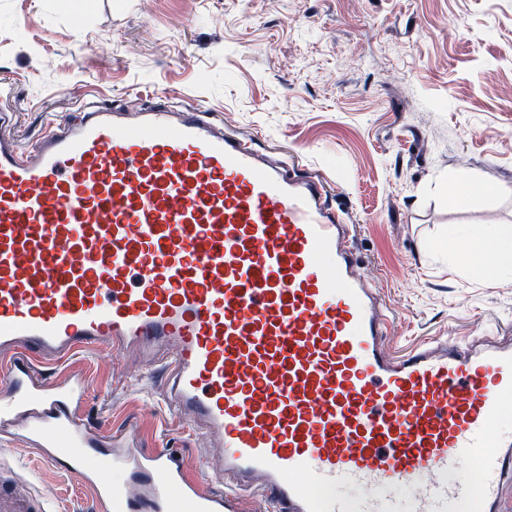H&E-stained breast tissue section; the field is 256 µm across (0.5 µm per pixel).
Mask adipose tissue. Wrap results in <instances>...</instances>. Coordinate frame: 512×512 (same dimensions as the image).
I'll list each match as a JSON object with an SVG mask.
<instances>
[{"mask_svg": "<svg viewBox=\"0 0 512 512\" xmlns=\"http://www.w3.org/2000/svg\"><path fill=\"white\" fill-rule=\"evenodd\" d=\"M453 265L465 268H485L488 281L512 274V225L493 224L475 234L452 230L443 241ZM492 248L497 260L492 267H483L479 258L485 248Z\"/></svg>", "mask_w": 512, "mask_h": 512, "instance_id": "adipose-tissue-1", "label": "adipose tissue"}]
</instances>
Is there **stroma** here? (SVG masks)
<instances>
[{
    "mask_svg": "<svg viewBox=\"0 0 512 512\" xmlns=\"http://www.w3.org/2000/svg\"><path fill=\"white\" fill-rule=\"evenodd\" d=\"M0 84L25 149L84 102L136 111L164 95L298 161L347 210L396 353L512 324V275L490 285L436 250L452 228L512 225V0H0ZM461 171L493 191L457 209ZM33 369L81 379L83 423L171 449L214 489L209 441L170 409L159 368L87 349ZM0 468L46 512H107L8 424Z\"/></svg>",
    "mask_w": 512,
    "mask_h": 512,
    "instance_id": "stroma-1",
    "label": "stroma"
}]
</instances>
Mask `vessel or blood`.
I'll use <instances>...</instances> for the list:
<instances>
[{"label":"vessel or blood","mask_w":512,"mask_h":512,"mask_svg":"<svg viewBox=\"0 0 512 512\" xmlns=\"http://www.w3.org/2000/svg\"><path fill=\"white\" fill-rule=\"evenodd\" d=\"M352 238L317 177L167 97L84 103L29 153L1 135L0 415L112 512H233L246 493L276 512H512V336L393 354ZM130 346L221 447L217 491L165 448L112 462L78 429L80 385L43 390L27 359ZM469 460L480 484L457 475ZM39 508L0 471V512Z\"/></svg>","instance_id":"vessel-or-blood-1"}]
</instances>
